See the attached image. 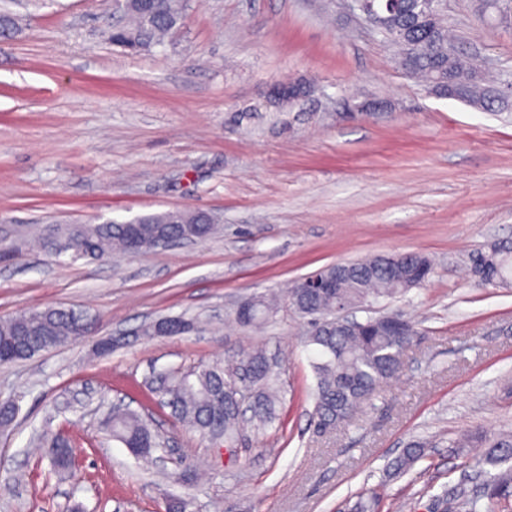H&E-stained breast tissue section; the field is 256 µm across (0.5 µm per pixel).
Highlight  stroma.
Segmentation results:
<instances>
[{
	"mask_svg": "<svg viewBox=\"0 0 512 512\" xmlns=\"http://www.w3.org/2000/svg\"><path fill=\"white\" fill-rule=\"evenodd\" d=\"M461 51L512 78V26L476 0H443ZM0 35V320L47 306L88 311L92 335L0 365V512H343L360 493L379 512H444L477 482L450 439L512 431V288L477 285L468 254L512 241V114L431 92L344 0H192L181 31L131 55L100 36L113 0H19ZM294 83L303 95L275 100ZM373 116L351 119L359 105ZM172 209L222 222L203 242L71 261L38 249L75 224ZM434 262L424 285L379 299L419 334L402 372L327 435L310 425L314 346L281 311L239 326L242 299L380 253ZM169 316L193 321L145 336ZM123 335L110 354L97 340ZM262 345L277 355L282 426L230 451L183 429L145 385ZM167 441L137 460L102 423L113 403ZM77 448L71 472L35 449L43 431ZM424 459L391 479L412 441ZM196 474L185 484V468Z\"/></svg>",
	"mask_w": 512,
	"mask_h": 512,
	"instance_id": "stroma-1",
	"label": "stroma"
}]
</instances>
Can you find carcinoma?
<instances>
[{"label":"carcinoma","instance_id":"1","mask_svg":"<svg viewBox=\"0 0 512 512\" xmlns=\"http://www.w3.org/2000/svg\"><path fill=\"white\" fill-rule=\"evenodd\" d=\"M425 0H376L383 17L381 33L398 48L397 63L407 74L428 84L443 77L461 92L463 102L477 108L512 110V82L482 71L481 65L461 55L448 29L440 0L428 10ZM188 0H152L150 11L141 10L138 0H129L124 20L112 26L108 39L131 51H145L165 42L179 28ZM186 223L170 224L167 214L143 215L137 224H79L67 229L62 239L48 241L44 247L55 255L67 254L73 260H97L118 249L130 253L139 237L165 245L176 241H204L218 226L216 217L203 212L185 213ZM495 268V282L512 280V242L496 244V252H477L470 256L476 270L481 258ZM353 273L338 289V295L298 298L297 288L282 297L255 296L248 309H235L237 323L257 329L282 308L291 307L303 318L316 320L307 343L317 347L319 358L312 361L316 384L311 425L325 434L347 423L357 408L370 401L387 381L404 367V355L418 336L414 323L397 313L369 316L357 329L328 330L325 321L335 314L336 305L363 308L381 297L405 292L424 284L433 273L431 260L409 252L401 260L393 254H380L350 261ZM95 319L86 312L70 308L45 307L0 321V363L11 364L33 358L53 347L88 334ZM276 361L266 351L241 353L233 364L213 363L189 372L162 369L149 377L150 391L171 409L172 417L196 432L203 440L224 437L233 445L249 426L258 432L280 420L282 395L275 372ZM104 428L137 459H146L162 447L157 435L140 413L115 405L106 417ZM40 444L50 448L53 463L61 471L71 470L75 450L61 433L43 435ZM455 457L463 465L484 472V466L498 467L512 461V435L475 431L450 442ZM425 456V448L413 443L392 462L394 474H404ZM512 497V466L487 475L483 493L466 497L459 504L464 512H480L478 503Z\"/></svg>","mask_w":512,"mask_h":512}]
</instances>
